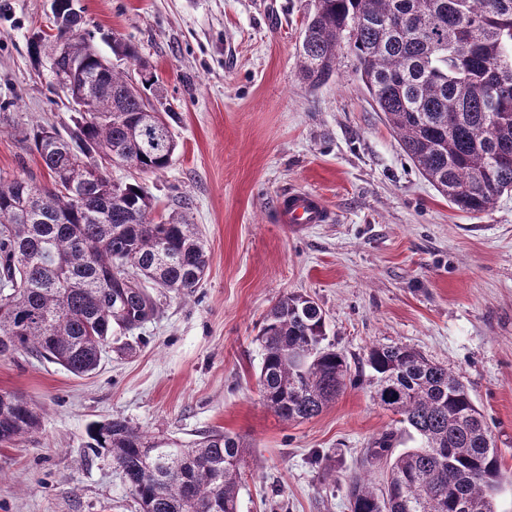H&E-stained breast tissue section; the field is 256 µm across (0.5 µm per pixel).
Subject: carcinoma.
<instances>
[{"mask_svg":"<svg viewBox=\"0 0 512 512\" xmlns=\"http://www.w3.org/2000/svg\"><path fill=\"white\" fill-rule=\"evenodd\" d=\"M73 54L49 56L54 76L73 66L93 111L78 113L66 134L38 125L29 138L52 186L0 177V347L56 363L74 375L96 370L112 344L159 310L150 288L190 296L209 259L185 214L157 219L147 191L112 180L115 156L135 169L169 167L176 142L168 121L155 126L146 91L154 75L136 47L112 39V54L137 63V77L110 64L85 35L58 30ZM376 111L435 189L460 210L480 213L512 192V0H315L304 24L300 74L311 87L336 72L342 48ZM101 164L99 174L89 170ZM34 197L30 209L20 200ZM326 340L320 306L286 295L257 337L259 393L286 421L320 415L351 379L346 358ZM371 398L414 433L421 446L393 455L384 433L366 458H393L383 489L360 475L348 484L350 512H495L512 477L503 469L486 417L448 366L402 345L372 346ZM41 429L23 398L0 392V447ZM91 448L121 470L140 512H238L244 443L211 430L184 448L124 418L88 429Z\"/></svg>","mask_w":512,"mask_h":512,"instance_id":"cac0c4a2","label":"carcinoma"}]
</instances>
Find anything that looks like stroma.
I'll list each match as a JSON object with an SVG mask.
<instances>
[{
    "instance_id": "1",
    "label": "stroma",
    "mask_w": 512,
    "mask_h": 512,
    "mask_svg": "<svg viewBox=\"0 0 512 512\" xmlns=\"http://www.w3.org/2000/svg\"><path fill=\"white\" fill-rule=\"evenodd\" d=\"M52 0H0V175L46 185L26 128L75 118L28 41ZM314 0H74L92 43L134 44L174 113L168 168H112L150 193L153 214L185 212L209 268L187 299L160 298L132 353L105 354L77 377L32 356L0 357V391L27 400L40 431L0 447V512H137L122 472L94 455L91 422L122 417L191 443L218 429L246 447L239 512H350L361 475L382 485L386 460L362 454L393 428L365 364L374 345H406L459 373L512 471V193L485 212L449 204L376 112L343 53L311 88L298 47ZM305 190L328 224L278 223L280 195ZM313 298L353 380L323 412L282 420L259 396L257 337L286 294Z\"/></svg>"
}]
</instances>
